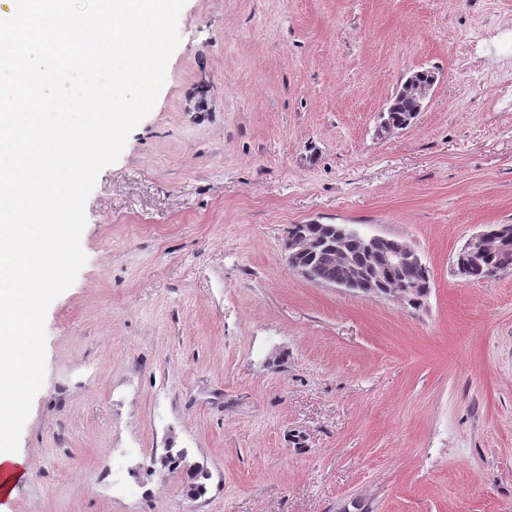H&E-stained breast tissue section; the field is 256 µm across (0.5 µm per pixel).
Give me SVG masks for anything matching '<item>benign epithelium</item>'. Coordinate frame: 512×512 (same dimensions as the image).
<instances>
[{
    "instance_id": "benign-epithelium-1",
    "label": "benign epithelium",
    "mask_w": 512,
    "mask_h": 512,
    "mask_svg": "<svg viewBox=\"0 0 512 512\" xmlns=\"http://www.w3.org/2000/svg\"><path fill=\"white\" fill-rule=\"evenodd\" d=\"M436 82L437 76L435 75L430 76L426 82L420 81L416 72L406 77L402 84V90L414 93L417 106L413 112L409 113L405 124H411L423 110L427 100L432 96ZM354 237L358 238L363 253L370 258V274L354 272L348 277L334 282L333 286L335 287L376 294L378 287L389 272L407 264L422 263L419 253L408 245H403L384 255L375 254L373 246L378 237L363 235L346 224L329 225L327 233L323 236L295 235L288 238L284 245L286 263L290 269L312 281L314 280L313 269L303 262V257L317 252L339 254L341 246ZM494 247L495 240L481 232L471 236L463 246V250L473 257L489 252Z\"/></svg>"
}]
</instances>
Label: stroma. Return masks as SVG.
I'll list each match as a JSON object with an SVG mask.
<instances>
[{
  "instance_id": "stroma-1",
  "label": "stroma",
  "mask_w": 512,
  "mask_h": 512,
  "mask_svg": "<svg viewBox=\"0 0 512 512\" xmlns=\"http://www.w3.org/2000/svg\"><path fill=\"white\" fill-rule=\"evenodd\" d=\"M177 28L86 201L0 512H512V271L455 265L512 224V0H187ZM314 222L408 243L422 305L289 269ZM421 72H414L412 75H409L406 77L405 81L401 85L402 93L409 91H413L414 98L417 101V106L415 110H413L414 106V100L406 95V94H400L395 97H393L390 106L391 110L389 112V115L387 114V118L391 124L392 128H395L397 125L401 124L403 120L405 119L407 113H409V117L405 120V126L412 123V121L418 116L419 112H422L423 108L426 105L427 100L430 99L433 93L434 86L437 82V76L436 74H432L430 76L429 80L427 82H421L418 79V74ZM381 118L383 120L380 123V127L378 129L379 132H381V128H388V120L385 119V112L380 113ZM392 128H389V130H392ZM389 131L386 129L382 130V133H378L379 136L388 135ZM166 453H168V457L171 463L174 462L178 463V466H183L190 480V492L194 495L202 494L206 489L205 483L203 481L209 478L203 466H200L195 462L189 461L183 450L177 451L175 455H173L172 449L166 450Z\"/></svg>"
}]
</instances>
